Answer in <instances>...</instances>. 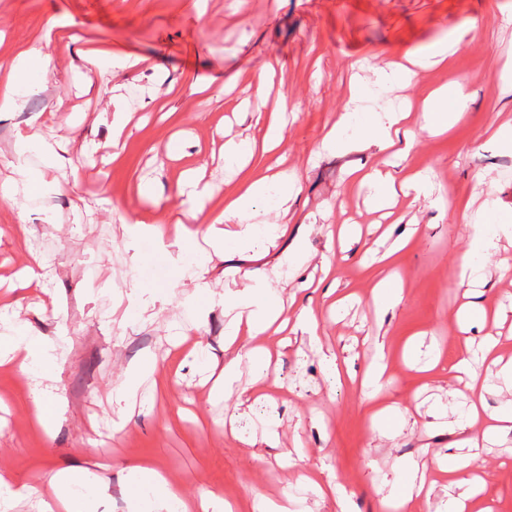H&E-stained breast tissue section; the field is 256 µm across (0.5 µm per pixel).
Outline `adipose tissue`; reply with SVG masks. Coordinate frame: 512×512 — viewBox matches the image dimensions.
Listing matches in <instances>:
<instances>
[{"label": "adipose tissue", "instance_id": "1", "mask_svg": "<svg viewBox=\"0 0 512 512\" xmlns=\"http://www.w3.org/2000/svg\"><path fill=\"white\" fill-rule=\"evenodd\" d=\"M458 43V38L451 36L433 43L424 52L409 54L407 65L387 62L371 66L370 81L376 86L388 88L412 80L419 70L446 60L454 53ZM49 46V40H38L20 46L11 56L0 58V112L19 111L25 95L42 91V84L34 82L33 75L38 71H48L51 65ZM239 109L243 116L254 118L263 134L258 138L249 135L225 142L224 155L231 162L248 163L254 150L267 152L282 144L286 130L283 115L288 112V105H280L279 109L270 112L266 109L265 99L260 97L243 101ZM468 111L469 99L462 82L457 80L435 90L419 108L422 125L439 132L449 131L455 124L462 122ZM408 115L405 109L384 113L361 126L360 141L387 153L389 160L407 159L414 144L412 133L402 127ZM348 183L373 188L375 194L372 205L374 209L380 210L388 207L399 191H422L424 177L421 171L410 168L397 179L379 167L362 165L350 170ZM273 186L278 189L277 208L281 213H288L289 203L297 198L300 188L295 172L277 165L266 167L261 176L241 180L237 190L225 196L224 208L219 212L207 207L212 196L211 190L205 188L191 191L193 209L201 215L204 226L198 232L183 227L175 228L173 247L182 251L200 239L211 246L220 247L242 236L256 237L259 227L250 221L252 208ZM511 226L512 216L495 208L483 210L479 221L473 226V254L464 258L459 268V286L469 292L482 287L483 279L472 257L496 247L499 232ZM232 310L233 316L224 332L225 346H232L236 340L245 338L270 340L283 330L279 323L284 312L282 303L269 300L261 287H253L238 297ZM20 350L25 351L27 358L41 364L40 382L32 391L31 404L37 419L48 421L60 410L58 401L49 397L46 388L47 381L54 378L56 359L44 343L24 336L0 337V356ZM455 370L467 376L463 388L451 394L452 399L461 400L466 408V435L455 442L453 451L437 456L438 472L448 477L442 509L443 512H474L478 506L477 497L483 490L475 466L488 443L512 433V410H488L485 396L491 391L492 385L488 378L476 372L468 359H461ZM134 472L138 486L152 491L146 512L234 510L233 503L218 492L209 491L195 499L187 498L181 484L171 481L165 472L149 463L136 465ZM434 475L412 468L409 481L396 487L392 493L395 512H415L417 506L429 504L436 485ZM49 482L54 489V498L52 502L46 503L43 512H95L94 499L75 492L76 487L92 482L88 468L51 473Z\"/></svg>", "mask_w": 512, "mask_h": 512}]
</instances>
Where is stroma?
<instances>
[{"label":"stroma","mask_w":512,"mask_h":512,"mask_svg":"<svg viewBox=\"0 0 512 512\" xmlns=\"http://www.w3.org/2000/svg\"><path fill=\"white\" fill-rule=\"evenodd\" d=\"M194 3L0 0V57L44 36L57 21L73 24L90 45L154 63L150 69L92 66L81 60L79 45L52 41V66L38 76L44 90L28 95L21 111L0 115V180L14 160L43 175L25 212L31 236L16 235V213L0 201V276L23 268L33 241L47 243L52 258L42 287L14 291L13 309L0 315V336L12 335L22 320L30 339L49 341L58 355L53 392L64 406L62 417L43 430L30 411L29 373L0 366V468L17 485L37 489L15 500L11 512H38L39 501L51 497L43 475L85 466L91 449L110 464L111 488L99 497L97 512H134L130 466L144 458L181 482L187 496L219 490L240 502L239 512H253L256 496L296 489L306 470L347 495L341 506L306 495L307 512H392L379 490L399 466L411 459L434 467L436 452L463 436L459 413L449 415L448 426L423 427L450 402L455 360L489 333L500 337L503 358H512V275L499 273L512 264V236L501 235L480 259L481 300L496 320L471 323L463 332L453 328L464 301L453 275L471 243L462 213L484 203L473 190L477 176L492 183L500 207L512 213V151L489 133L512 124V88L497 80L512 59V0H206L201 14ZM450 35L461 41L446 62L372 96L380 114L462 78L469 97L468 122L449 132L431 133L410 117L415 145L407 163L427 172L434 190L427 198L401 199L402 219L395 223L372 210V189L345 187L351 167L383 158L355 140L368 112L350 94L353 65L398 58ZM271 56L279 58L282 73L269 100L294 107L285 139L276 154L254 155L242 171L228 169L225 140L246 134L235 105L254 96L256 73ZM194 80L203 92L190 93ZM118 112L130 121L116 158L112 119ZM343 112L354 122L346 132L352 145L322 150L323 135ZM34 134L66 146L59 168H44L33 146L16 155L18 140ZM278 155L296 169L301 193L285 217L268 201L257 204L253 220L280 230L274 240L240 242L219 256L209 250L193 264L172 261L168 243L125 229L186 209L187 170L212 187L208 206L218 211L244 173L264 170ZM147 185L153 195L140 196ZM343 224L358 225L360 235L346 252L329 235ZM299 240L312 255L303 271L292 256ZM369 247L391 252V263L365 261ZM332 254L331 280L346 298L338 311L322 289L300 287L303 274H319L323 256ZM381 273L393 276L401 299L377 312L370 290ZM255 276L272 295L297 296L313 310L320 339L291 335L262 381L254 380L249 361L255 343L244 341L234 395L210 397L207 371L224 364V301ZM200 280L213 297L197 294ZM380 351L385 389L371 400L362 397L361 382ZM149 355L159 367L142 377L133 416L118 425L116 392L130 366ZM332 355L351 371L338 383L329 376ZM243 389L265 398L239 422L240 433L275 429L278 447L250 448L225 435L224 420ZM384 404L407 410L393 439L382 435L374 417ZM479 466L493 512H512V434L490 444Z\"/></svg>","instance_id":"stroma-1"}]
</instances>
